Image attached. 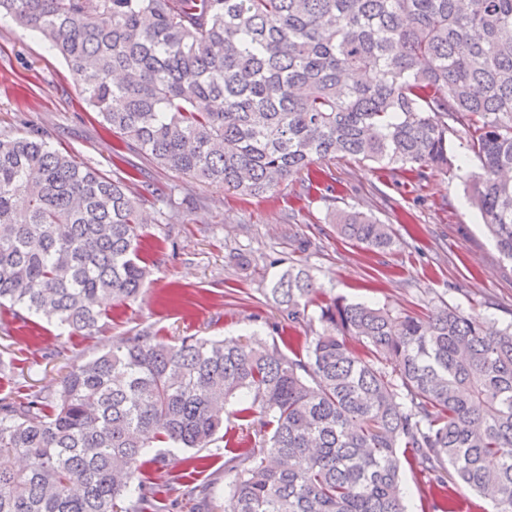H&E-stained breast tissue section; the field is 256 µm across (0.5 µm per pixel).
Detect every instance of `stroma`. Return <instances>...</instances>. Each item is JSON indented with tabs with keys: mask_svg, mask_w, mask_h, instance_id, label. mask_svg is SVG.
I'll use <instances>...</instances> for the list:
<instances>
[{
	"mask_svg": "<svg viewBox=\"0 0 512 512\" xmlns=\"http://www.w3.org/2000/svg\"><path fill=\"white\" fill-rule=\"evenodd\" d=\"M43 137L106 175L129 173L142 198L149 282L108 315L90 336L59 332L27 311L0 308V398L55 389L73 366L146 331L171 341L259 332L287 348L289 325L269 292L289 266H304L320 292L396 312L431 315L448 303L498 326L512 323V261L503 258L478 210L466 199L462 171L425 178L369 161L324 162V177L289 178L259 196H242L163 168L105 132L65 62L36 34L0 18V131ZM359 210L390 225L394 245L374 252L341 238L336 214ZM224 438L187 473L185 453L166 456L150 476L182 486L214 485L210 512H224Z\"/></svg>",
	"mask_w": 512,
	"mask_h": 512,
	"instance_id": "obj_1",
	"label": "stroma"
}]
</instances>
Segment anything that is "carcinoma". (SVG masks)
Returning a JSON list of instances; mask_svg holds the SVG:
<instances>
[{
  "instance_id": "carcinoma-1",
  "label": "carcinoma",
  "mask_w": 512,
  "mask_h": 512,
  "mask_svg": "<svg viewBox=\"0 0 512 512\" xmlns=\"http://www.w3.org/2000/svg\"><path fill=\"white\" fill-rule=\"evenodd\" d=\"M0 0L41 36L102 124L157 164L244 195L317 160L420 176L475 155L467 198L512 260V0ZM458 141L459 154L453 153ZM143 214L108 177L32 136L0 134V305L90 335L100 298L136 297ZM345 239L392 248L389 225L336 214ZM270 293L289 356L257 336L171 343L147 332L51 392L0 400V512H168L143 474L158 442L209 447L224 406L225 512H409L402 458L428 512L461 489L512 512V324L448 304L429 323L333 298L290 268ZM404 462L405 467V491L409 500L410 510L420 512L425 510L430 501V490L427 478L420 472L421 465L418 460H411L410 464Z\"/></svg>"
}]
</instances>
